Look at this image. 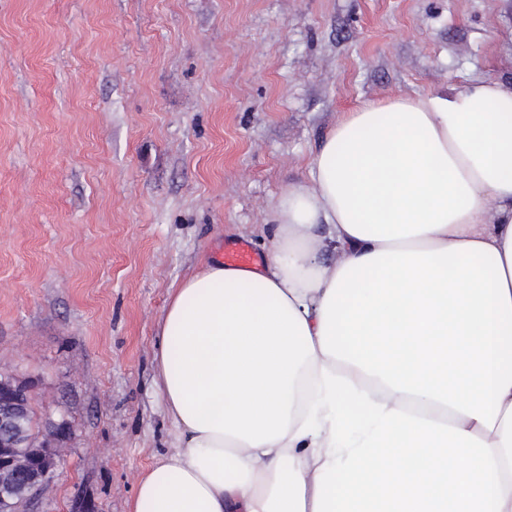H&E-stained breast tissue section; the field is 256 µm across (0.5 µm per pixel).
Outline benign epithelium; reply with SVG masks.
<instances>
[{
	"instance_id": "7a95c632",
	"label": "benign epithelium",
	"mask_w": 512,
	"mask_h": 512,
	"mask_svg": "<svg viewBox=\"0 0 512 512\" xmlns=\"http://www.w3.org/2000/svg\"><path fill=\"white\" fill-rule=\"evenodd\" d=\"M34 384L0 376V512H24L33 496L46 491L62 459L66 423H48V435L33 444L26 425Z\"/></svg>"
}]
</instances>
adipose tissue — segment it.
Returning <instances> with one entry per match:
<instances>
[{"label": "adipose tissue", "mask_w": 512, "mask_h": 512, "mask_svg": "<svg viewBox=\"0 0 512 512\" xmlns=\"http://www.w3.org/2000/svg\"><path fill=\"white\" fill-rule=\"evenodd\" d=\"M274 214L170 294L129 512H512V81L363 102Z\"/></svg>", "instance_id": "adipose-tissue-1"}]
</instances>
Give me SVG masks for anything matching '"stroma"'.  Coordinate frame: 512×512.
Listing matches in <instances>:
<instances>
[{
    "label": "stroma",
    "mask_w": 512,
    "mask_h": 512,
    "mask_svg": "<svg viewBox=\"0 0 512 512\" xmlns=\"http://www.w3.org/2000/svg\"><path fill=\"white\" fill-rule=\"evenodd\" d=\"M478 79H512V0H0V373L69 427L34 512H127L172 286L266 254L346 112Z\"/></svg>",
    "instance_id": "stroma-1"
}]
</instances>
